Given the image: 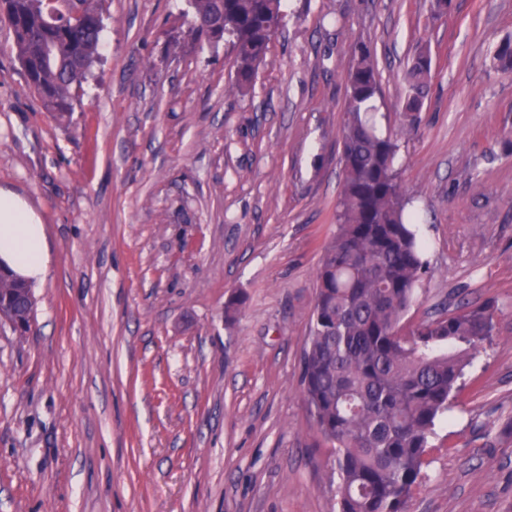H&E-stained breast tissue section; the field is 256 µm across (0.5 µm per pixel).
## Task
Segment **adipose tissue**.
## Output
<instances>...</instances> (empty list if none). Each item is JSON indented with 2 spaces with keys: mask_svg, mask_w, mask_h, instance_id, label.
Wrapping results in <instances>:
<instances>
[{
  "mask_svg": "<svg viewBox=\"0 0 512 512\" xmlns=\"http://www.w3.org/2000/svg\"><path fill=\"white\" fill-rule=\"evenodd\" d=\"M0 263L31 287L46 280L51 266L40 217L19 195L1 189Z\"/></svg>",
  "mask_w": 512,
  "mask_h": 512,
  "instance_id": "adipose-tissue-1",
  "label": "adipose tissue"
}]
</instances>
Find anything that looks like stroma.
Listing matches in <instances>:
<instances>
[{"mask_svg":"<svg viewBox=\"0 0 512 512\" xmlns=\"http://www.w3.org/2000/svg\"><path fill=\"white\" fill-rule=\"evenodd\" d=\"M99 8L101 60L62 122L0 13V187L52 258L29 331L0 325V512H338L302 368L362 41L386 127L432 57L398 156L429 266L404 328L498 308L404 512H512V69L494 58L512 0H284L242 91L229 46L189 37L188 0Z\"/></svg>","mask_w":512,"mask_h":512,"instance_id":"stroma-1","label":"stroma"}]
</instances>
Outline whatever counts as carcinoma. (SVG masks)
<instances>
[{
	"label": "carcinoma",
	"instance_id": "carcinoma-1",
	"mask_svg": "<svg viewBox=\"0 0 512 512\" xmlns=\"http://www.w3.org/2000/svg\"><path fill=\"white\" fill-rule=\"evenodd\" d=\"M194 38L224 30L235 82L249 85L283 26L282 0H191ZM16 57L45 108L59 120L73 110L98 61L103 19L98 0H0ZM432 60L419 53L408 71L400 130L382 129L377 60L359 45L348 72L342 134V183L336 234L317 268V296L304 353V395L333 444L340 512H403L421 484L430 439L448 412L465 368L496 331L490 302L462 306L402 333L401 320L428 271L418 216L397 166L399 140L416 126ZM31 288L0 269V322L30 324Z\"/></svg>",
	"mask_w": 512,
	"mask_h": 512
}]
</instances>
